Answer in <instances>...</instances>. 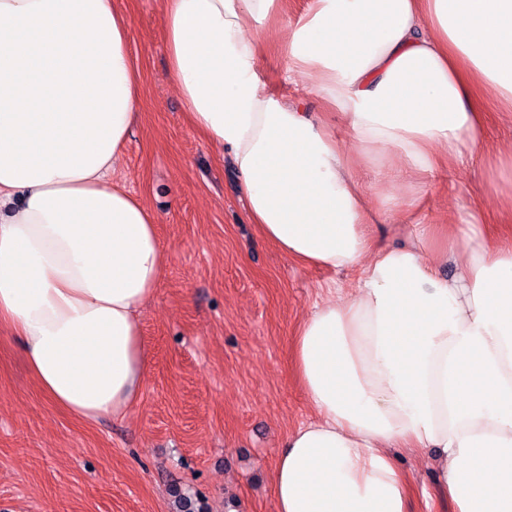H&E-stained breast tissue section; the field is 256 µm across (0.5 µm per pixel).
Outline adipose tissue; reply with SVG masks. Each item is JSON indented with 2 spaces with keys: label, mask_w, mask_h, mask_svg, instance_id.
I'll list each match as a JSON object with an SVG mask.
<instances>
[{
  "label": "adipose tissue",
  "mask_w": 512,
  "mask_h": 512,
  "mask_svg": "<svg viewBox=\"0 0 512 512\" xmlns=\"http://www.w3.org/2000/svg\"><path fill=\"white\" fill-rule=\"evenodd\" d=\"M119 2L0 0V328L84 421L139 400L140 315L165 271L153 209L112 178L140 103ZM278 10L161 0L171 77L230 155L250 223L288 258L357 273L295 330L290 376L313 416L279 452L275 512H407L395 448L433 451L458 512H512V225L420 219L385 245L359 175L374 155L411 178L485 151L479 93L512 112V0H310L283 26L302 79L289 99L259 73Z\"/></svg>",
  "instance_id": "1"
}]
</instances>
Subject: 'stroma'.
Here are the masks:
<instances>
[{"label":"stroma","instance_id":"obj_1","mask_svg":"<svg viewBox=\"0 0 512 512\" xmlns=\"http://www.w3.org/2000/svg\"><path fill=\"white\" fill-rule=\"evenodd\" d=\"M140 73L141 117L114 173L156 212L165 273L141 316L148 374L122 419L82 423L30 378L17 337L0 331V512H175V494L204 512H274L272 472L290 430L311 411L287 373L301 316L327 297L333 273L288 260L247 220L231 158L186 118L169 73L161 0H122ZM260 73L291 94L297 75L276 30ZM386 191L417 197L395 223L372 216L377 237L403 238L423 216L459 221L490 189L477 167ZM394 454L414 488L410 512H456L425 456Z\"/></svg>","mask_w":512,"mask_h":512}]
</instances>
